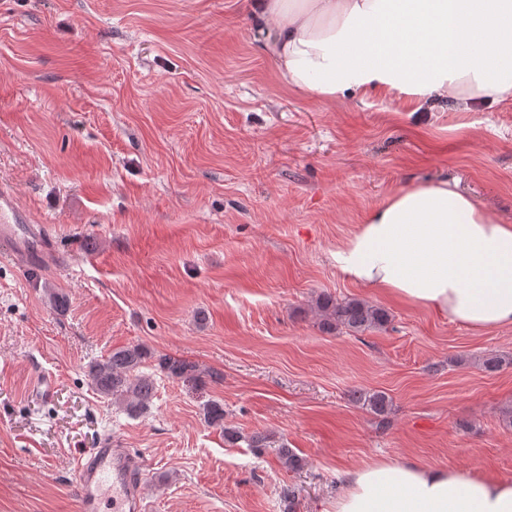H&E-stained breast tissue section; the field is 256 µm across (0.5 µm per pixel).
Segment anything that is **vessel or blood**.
<instances>
[{
  "label": "vessel or blood",
  "mask_w": 512,
  "mask_h": 512,
  "mask_svg": "<svg viewBox=\"0 0 512 512\" xmlns=\"http://www.w3.org/2000/svg\"><path fill=\"white\" fill-rule=\"evenodd\" d=\"M0 257L19 268L54 264V244L43 225L32 223L16 194L0 187ZM76 512H144L142 460L111 443L73 459Z\"/></svg>",
  "instance_id": "b4317fda"
}]
</instances>
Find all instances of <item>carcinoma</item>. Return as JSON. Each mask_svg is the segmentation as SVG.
<instances>
[{
  "mask_svg": "<svg viewBox=\"0 0 512 512\" xmlns=\"http://www.w3.org/2000/svg\"><path fill=\"white\" fill-rule=\"evenodd\" d=\"M314 311L322 331L332 334L340 329L359 333L370 329H381L390 321L386 310L363 299L346 298L341 301L330 295H321L315 300ZM148 352L140 345H130L112 351L105 359L88 365V376L96 390L106 398H112L135 413L148 407L154 396V381L140 372ZM482 367L490 372L512 366V358L490 354L481 360ZM159 368L174 378L191 377L196 366L185 360L171 356L159 359ZM355 403H362L378 416H386L389 400L385 393L364 394L355 392L351 396ZM206 421L212 426L224 429V438L234 442L242 439L235 430L224 428V407L217 403L207 406ZM279 459L283 467L291 471L302 468V458L292 449L284 446L279 449Z\"/></svg>",
  "mask_w": 512,
  "mask_h": 512,
  "instance_id": "1",
  "label": "carcinoma"
}]
</instances>
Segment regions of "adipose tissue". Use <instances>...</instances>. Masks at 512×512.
<instances>
[{"mask_svg": "<svg viewBox=\"0 0 512 512\" xmlns=\"http://www.w3.org/2000/svg\"><path fill=\"white\" fill-rule=\"evenodd\" d=\"M279 78L412 112L512 101V0H249ZM351 283L481 333L512 326V224L456 180L388 195L331 254ZM330 512H512V480L413 460L347 471Z\"/></svg>", "mask_w": 512, "mask_h": 512, "instance_id": "ef3b65f1", "label": "adipose tissue"}]
</instances>
